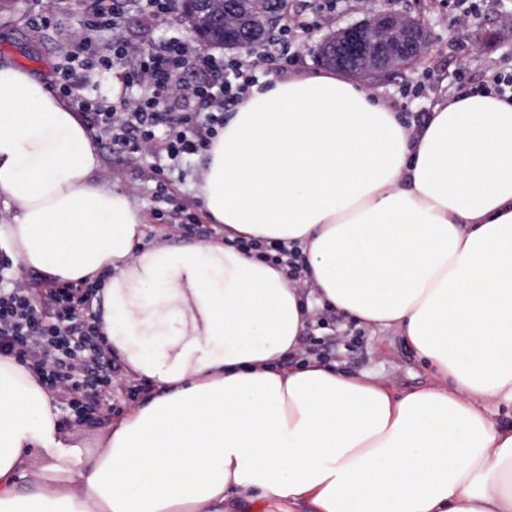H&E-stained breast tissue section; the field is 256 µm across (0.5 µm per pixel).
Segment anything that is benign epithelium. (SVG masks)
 Wrapping results in <instances>:
<instances>
[{"label": "benign epithelium", "mask_w": 512, "mask_h": 512, "mask_svg": "<svg viewBox=\"0 0 512 512\" xmlns=\"http://www.w3.org/2000/svg\"><path fill=\"white\" fill-rule=\"evenodd\" d=\"M288 0H175V9L205 46L231 50L260 41ZM432 42L423 18L397 10H366L359 20L330 30L319 53L331 66L374 83L421 61Z\"/></svg>", "instance_id": "obj_1"}]
</instances>
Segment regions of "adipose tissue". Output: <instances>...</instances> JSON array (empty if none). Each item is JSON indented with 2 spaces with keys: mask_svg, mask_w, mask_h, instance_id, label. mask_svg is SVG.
I'll list each match as a JSON object with an SVG mask.
<instances>
[{
  "mask_svg": "<svg viewBox=\"0 0 512 512\" xmlns=\"http://www.w3.org/2000/svg\"><path fill=\"white\" fill-rule=\"evenodd\" d=\"M90 132L0 68V243L24 269L105 276L102 343L155 393L85 456L0 356V512H512V103L439 104L421 131L360 82L253 88L199 161L223 239L150 248ZM307 257L302 281L236 247ZM398 331L433 370L396 390L302 349L314 307Z\"/></svg>",
  "mask_w": 512,
  "mask_h": 512,
  "instance_id": "ef3b65f1",
  "label": "adipose tissue"
}]
</instances>
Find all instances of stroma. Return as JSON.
Here are the masks:
<instances>
[{
  "instance_id": "35a3bbf8",
  "label": "stroma",
  "mask_w": 512,
  "mask_h": 512,
  "mask_svg": "<svg viewBox=\"0 0 512 512\" xmlns=\"http://www.w3.org/2000/svg\"><path fill=\"white\" fill-rule=\"evenodd\" d=\"M370 5L376 9L421 11L432 32V45L420 64L393 73L374 85L386 103L405 105L408 116L433 112L436 104L447 98V89L441 85L418 97L413 96L412 91L427 74L434 73L444 78L453 75L459 63L455 46L479 50L467 73L471 83H481L490 71L512 65V11L501 9L497 0H481L477 13L464 25L455 24L451 0H430L425 6L420 5L419 0H371ZM40 7V0H0V66L26 68L47 82L51 79L53 64L77 32L81 16L77 0H60L57 23L49 29L35 31L29 28L27 18ZM98 152L105 183L112 189L128 193L152 227L148 243H155L160 235L177 242L184 241L183 233L155 214V182L150 160L132 163L112 154L104 145L99 146ZM198 181V159L192 156L170 177L173 203L202 209ZM319 321V332L309 334L305 344L336 360L344 371L378 374L399 390L432 382L431 369L414 356L396 331L373 334L352 323L341 325L327 312L320 314ZM116 378L120 388L112 393L111 410L100 414L96 424H73L67 429L71 443L83 450L96 449L101 433L111 419L121 416L135 404L125 392L131 384L125 371H118Z\"/></svg>"
}]
</instances>
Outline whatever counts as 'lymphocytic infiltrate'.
<instances>
[{"instance_id":"1","label":"lymphocytic infiltrate","mask_w":512,"mask_h":512,"mask_svg":"<svg viewBox=\"0 0 512 512\" xmlns=\"http://www.w3.org/2000/svg\"><path fill=\"white\" fill-rule=\"evenodd\" d=\"M81 2L82 33L57 62L53 87L89 112L96 138L113 151L131 161L151 158L161 200L169 174L211 146L225 113L258 84L266 64L285 69L301 59L298 45L281 40L263 44L251 63L207 52L178 33L145 46L128 37L129 16L153 23L172 12V0ZM114 70L120 73L115 100L85 95V74ZM13 279V262L0 258V355L25 363L64 407L111 384L117 367L95 341L100 283L39 274L24 288Z\"/></svg>"}]
</instances>
